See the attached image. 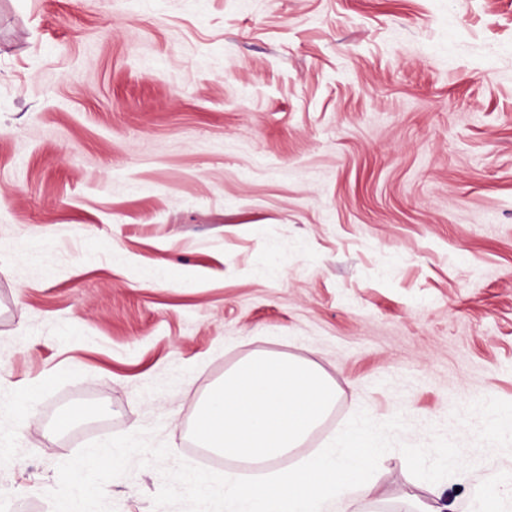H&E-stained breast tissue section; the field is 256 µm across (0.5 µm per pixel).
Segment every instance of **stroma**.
<instances>
[{
	"mask_svg": "<svg viewBox=\"0 0 512 512\" xmlns=\"http://www.w3.org/2000/svg\"><path fill=\"white\" fill-rule=\"evenodd\" d=\"M266 353L337 392L279 468L361 409L483 461L432 485L391 450L350 512H471L512 473V0H0V512H53L58 465L134 428L264 476L190 432ZM162 482L105 493L156 512ZM496 473L487 474L473 485L472 500L476 505L474 512H501L504 507V490Z\"/></svg>",
	"mask_w": 512,
	"mask_h": 512,
	"instance_id": "35a3bbf8",
	"label": "stroma"
}]
</instances>
